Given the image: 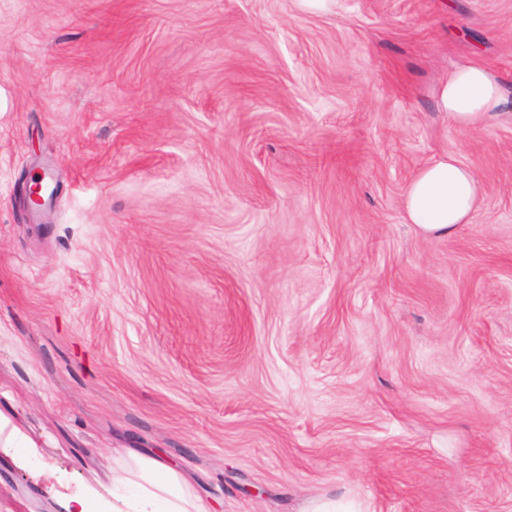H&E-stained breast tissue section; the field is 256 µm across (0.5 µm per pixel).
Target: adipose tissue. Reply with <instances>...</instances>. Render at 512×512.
I'll return each mask as SVG.
<instances>
[{
	"instance_id": "ef3b65f1",
	"label": "adipose tissue",
	"mask_w": 512,
	"mask_h": 512,
	"mask_svg": "<svg viewBox=\"0 0 512 512\" xmlns=\"http://www.w3.org/2000/svg\"><path fill=\"white\" fill-rule=\"evenodd\" d=\"M438 111L458 128L488 124L512 102V88L487 67L461 64L448 70L434 88ZM479 205L474 172L443 155L419 166L403 198L409 223L443 236L469 223ZM63 512H210L182 473L159 456H132L112 469L108 491L86 486L81 495L62 502Z\"/></svg>"
}]
</instances>
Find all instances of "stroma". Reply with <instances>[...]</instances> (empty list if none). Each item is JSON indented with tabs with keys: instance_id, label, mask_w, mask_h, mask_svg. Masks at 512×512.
I'll return each instance as SVG.
<instances>
[{
	"instance_id": "obj_1",
	"label": "stroma",
	"mask_w": 512,
	"mask_h": 512,
	"mask_svg": "<svg viewBox=\"0 0 512 512\" xmlns=\"http://www.w3.org/2000/svg\"><path fill=\"white\" fill-rule=\"evenodd\" d=\"M471 61L512 83V0H0V512L130 451L215 512H512V112L433 98ZM474 172L445 154L419 166L411 176L403 198L407 221L436 236L453 233L470 222L479 205ZM46 173L36 177L25 178L19 185L18 194L23 208L29 212H35L45 204L43 196L44 180ZM4 448H14L22 458L28 461L38 460V443L20 429L13 427L5 438Z\"/></svg>"
}]
</instances>
